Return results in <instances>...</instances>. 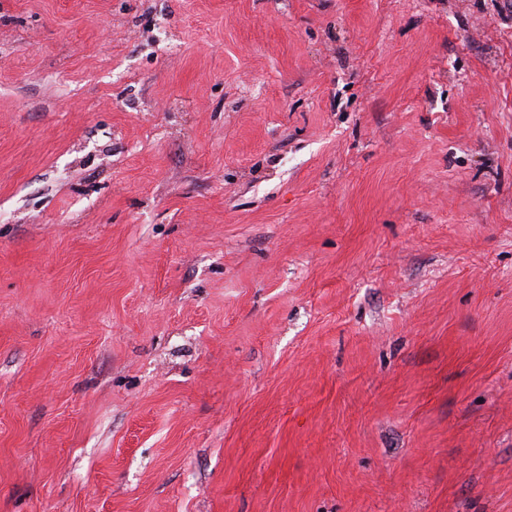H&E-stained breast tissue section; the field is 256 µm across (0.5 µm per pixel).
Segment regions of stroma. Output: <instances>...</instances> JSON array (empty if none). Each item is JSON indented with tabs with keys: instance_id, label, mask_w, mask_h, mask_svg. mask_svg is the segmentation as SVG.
Returning a JSON list of instances; mask_svg holds the SVG:
<instances>
[{
	"instance_id": "stroma-1",
	"label": "stroma",
	"mask_w": 512,
	"mask_h": 512,
	"mask_svg": "<svg viewBox=\"0 0 512 512\" xmlns=\"http://www.w3.org/2000/svg\"><path fill=\"white\" fill-rule=\"evenodd\" d=\"M0 512H512V0H0Z\"/></svg>"
}]
</instances>
